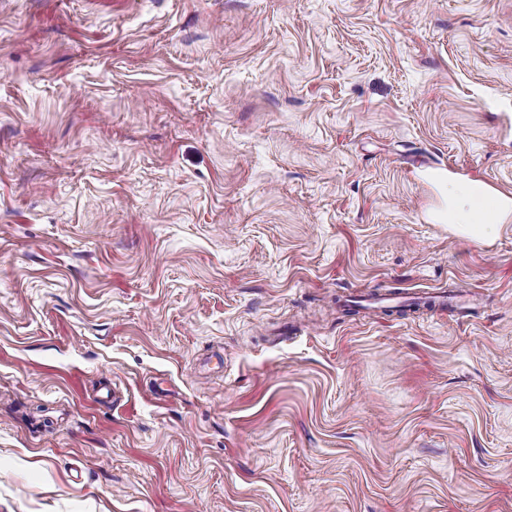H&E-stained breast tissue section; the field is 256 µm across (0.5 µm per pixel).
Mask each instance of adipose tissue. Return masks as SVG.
Wrapping results in <instances>:
<instances>
[{"instance_id": "1", "label": "adipose tissue", "mask_w": 512, "mask_h": 512, "mask_svg": "<svg viewBox=\"0 0 512 512\" xmlns=\"http://www.w3.org/2000/svg\"><path fill=\"white\" fill-rule=\"evenodd\" d=\"M485 187L478 182L461 185L449 184L448 205L451 223L455 231L466 234L471 240H487L497 229L500 218L512 209V200L500 198L497 216L490 217L479 208L476 197L484 192Z\"/></svg>"}]
</instances>
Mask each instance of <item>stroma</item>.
Wrapping results in <instances>:
<instances>
[{
  "mask_svg": "<svg viewBox=\"0 0 512 512\" xmlns=\"http://www.w3.org/2000/svg\"><path fill=\"white\" fill-rule=\"evenodd\" d=\"M448 173L512 198V0H0V512H512Z\"/></svg>",
  "mask_w": 512,
  "mask_h": 512,
  "instance_id": "stroma-1",
  "label": "stroma"
}]
</instances>
